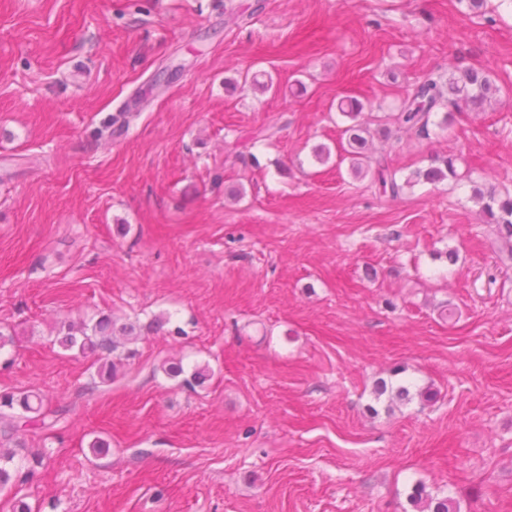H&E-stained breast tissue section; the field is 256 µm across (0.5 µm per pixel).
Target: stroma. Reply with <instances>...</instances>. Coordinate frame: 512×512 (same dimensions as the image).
I'll use <instances>...</instances> for the list:
<instances>
[{"instance_id":"1","label":"stroma","mask_w":512,"mask_h":512,"mask_svg":"<svg viewBox=\"0 0 512 512\" xmlns=\"http://www.w3.org/2000/svg\"><path fill=\"white\" fill-rule=\"evenodd\" d=\"M473 66L498 88L484 109L369 133L399 178L453 154L460 180L388 200L336 163L341 100L389 115ZM247 71L272 90L234 89ZM492 190L512 191V0L489 20L459 0H0V392L70 407L16 451L44 455L27 502L409 512L421 481L512 512V265L473 199ZM103 314L170 328L98 386L56 329ZM165 361L211 376L189 389ZM382 380L436 396L393 403Z\"/></svg>"}]
</instances>
